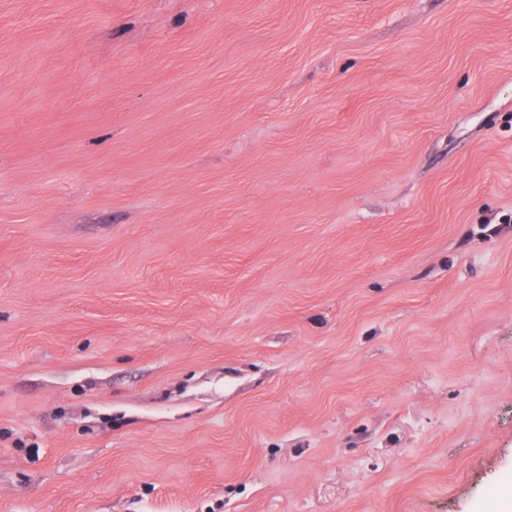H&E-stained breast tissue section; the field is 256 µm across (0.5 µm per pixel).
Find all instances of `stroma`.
Listing matches in <instances>:
<instances>
[{"instance_id":"obj_1","label":"stroma","mask_w":512,"mask_h":512,"mask_svg":"<svg viewBox=\"0 0 512 512\" xmlns=\"http://www.w3.org/2000/svg\"><path fill=\"white\" fill-rule=\"evenodd\" d=\"M512 0H0V512H496Z\"/></svg>"}]
</instances>
